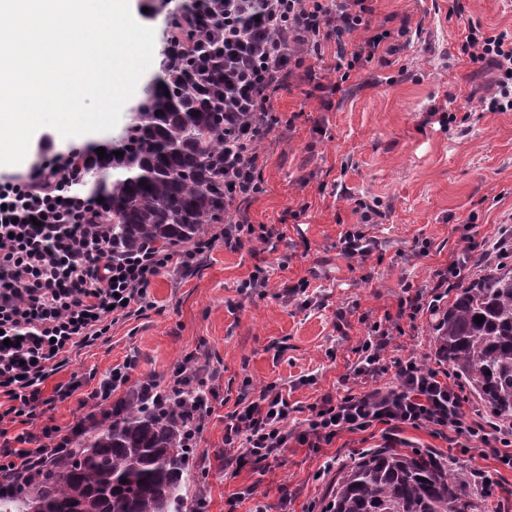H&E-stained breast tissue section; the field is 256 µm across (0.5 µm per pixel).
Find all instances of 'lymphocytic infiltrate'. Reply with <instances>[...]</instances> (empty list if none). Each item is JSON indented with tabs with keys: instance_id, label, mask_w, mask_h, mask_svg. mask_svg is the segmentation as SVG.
Returning a JSON list of instances; mask_svg holds the SVG:
<instances>
[{
	"instance_id": "obj_1",
	"label": "lymphocytic infiltrate",
	"mask_w": 512,
	"mask_h": 512,
	"mask_svg": "<svg viewBox=\"0 0 512 512\" xmlns=\"http://www.w3.org/2000/svg\"><path fill=\"white\" fill-rule=\"evenodd\" d=\"M167 23L166 46L185 51L197 37L214 51L191 76L194 90H212L224 79V239L237 250L243 241L269 243L276 228L251 224L242 204L264 191L261 142L282 123L274 93L304 72L312 89L324 91L309 63L335 42L338 82L356 64L395 54L408 30L374 26L371 0H184ZM471 64L494 70L481 98L484 110L512 112V31H488L472 24L459 48ZM82 167L71 153L43 144L27 173H0V493L16 494L19 484L43 477L56 460L70 456L89 429L111 414L108 404L122 388L138 394L152 410L182 418L186 447H196L216 412V396L197 356L176 364L167 376L134 377L137 361L112 366L90 391L71 378L45 394L49 379L66 368L73 353L94 346L114 324L142 316L157 303L154 279L172 265L190 272L216 239L206 236L169 253L152 246L116 255L104 205L79 189ZM489 256L485 241L469 236L460 253L433 273L431 289L404 285L399 316H437L448 289L462 279L473 254ZM353 370L379 377L381 353L392 326L373 324ZM78 398L84 416L68 428L40 422L38 410ZM460 385L423 364L400 360L391 384L310 405L303 430L289 429L294 408L276 384L245 383L235 408L224 418V463L254 465L276 457L289 442L320 453L341 433L384 425L426 428L431 433L478 447L497 466L473 469L476 485L498 486L497 471L512 469V422H484L464 409Z\"/></svg>"
}]
</instances>
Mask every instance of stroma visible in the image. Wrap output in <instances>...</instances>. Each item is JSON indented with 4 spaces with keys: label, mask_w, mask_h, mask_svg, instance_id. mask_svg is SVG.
<instances>
[{
    "label": "stroma",
    "mask_w": 512,
    "mask_h": 512,
    "mask_svg": "<svg viewBox=\"0 0 512 512\" xmlns=\"http://www.w3.org/2000/svg\"><path fill=\"white\" fill-rule=\"evenodd\" d=\"M137 22L155 33L153 61L120 120L148 95L162 72L168 6L162 0H129ZM375 0L374 23L407 25L409 41L395 55L354 69L338 92L308 98L305 76L291 78L274 95L286 123L263 141L265 191L244 205L252 224H275L279 239L236 251L216 242L196 271L158 276L150 291L157 307L116 323L107 342L74 354L55 382L79 376L92 389L110 367L137 355L136 374L163 376L187 355L206 363L220 402L192 455L189 490L225 512L236 492L258 485L271 512H307L321 504L328 479H315L323 457L347 462L371 448L429 451L447 458L448 439L428 429L403 428L388 437L383 426L342 433L323 457L290 443L263 468L224 466V417L244 381L276 383L298 407L288 426L300 429L310 404L330 393L357 390L358 348L373 322L396 316L404 284L432 287L435 269L458 253L465 231L495 243L512 220V112L482 111L488 76L459 53L469 24L512 30V0ZM448 110L447 125L429 112ZM375 197L380 215L358 225L355 199ZM363 230L375 247L347 260L340 238ZM264 295L240 293L256 268ZM308 280L305 295L287 290ZM383 355L382 382L394 379V360L414 358L436 367L432 322L401 320ZM287 510H280L283 493Z\"/></svg>",
    "instance_id": "obj_1"
}]
</instances>
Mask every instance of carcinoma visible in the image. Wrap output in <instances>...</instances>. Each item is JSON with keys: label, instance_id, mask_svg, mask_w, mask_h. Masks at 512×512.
Wrapping results in <instances>:
<instances>
[{"label": "carcinoma", "instance_id": "carcinoma-1", "mask_svg": "<svg viewBox=\"0 0 512 512\" xmlns=\"http://www.w3.org/2000/svg\"><path fill=\"white\" fill-rule=\"evenodd\" d=\"M197 65L193 46L179 72L164 64L114 153L85 172L106 202L112 240L126 250L144 241L170 249L224 223V113L201 103L186 80ZM432 339L436 359L494 418L512 421V266L499 264L458 289ZM184 432L180 420L131 394L77 453L1 498L0 512H184L193 453ZM486 500L470 470L431 452L371 448L336 470L322 512H483Z\"/></svg>", "mask_w": 512, "mask_h": 512}]
</instances>
